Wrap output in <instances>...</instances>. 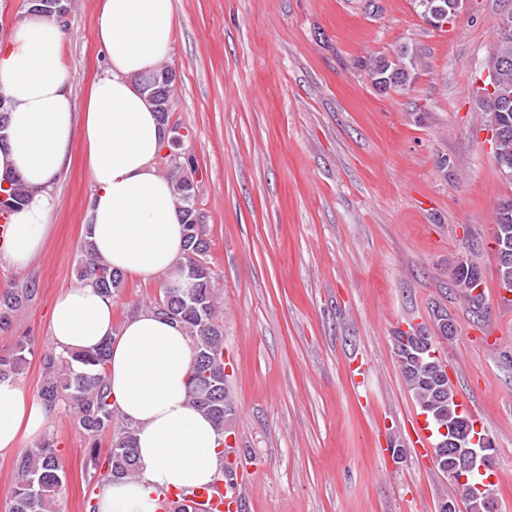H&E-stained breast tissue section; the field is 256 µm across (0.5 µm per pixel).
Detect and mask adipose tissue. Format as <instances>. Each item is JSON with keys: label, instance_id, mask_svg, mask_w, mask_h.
<instances>
[{"label": "adipose tissue", "instance_id": "1", "mask_svg": "<svg viewBox=\"0 0 512 512\" xmlns=\"http://www.w3.org/2000/svg\"><path fill=\"white\" fill-rule=\"evenodd\" d=\"M174 0H98L95 40L103 58L75 110L66 78L67 34L52 19H30L0 44V86L10 99L0 175H19L28 203L9 217L0 266L23 267L49 234L50 193L80 147L92 193L88 212L97 252L124 277L170 279L183 255V227L171 184L156 171L170 135L142 77L172 52ZM50 336L70 350L110 347L107 381L116 411L135 427L136 479L101 485L98 512H159L164 493L201 490L218 474L221 437L187 400L193 350L175 321L147 309L121 327L93 280L54 301ZM53 412L17 381H0V453L39 438Z\"/></svg>", "mask_w": 512, "mask_h": 512}]
</instances>
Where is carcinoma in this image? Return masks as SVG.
I'll list each match as a JSON object with an SVG mask.
<instances>
[{"label":"carcinoma","mask_w":512,"mask_h":512,"mask_svg":"<svg viewBox=\"0 0 512 512\" xmlns=\"http://www.w3.org/2000/svg\"><path fill=\"white\" fill-rule=\"evenodd\" d=\"M415 6L424 17L431 16L432 7L438 6L446 19L456 16L461 0H415ZM512 27V11L499 17L496 40L490 59V73L498 91L479 95V103L501 124L495 136L496 161L512 163V34L503 32L502 24ZM413 58L402 51L393 58L369 56L365 69L376 87L400 91L411 80ZM172 70L162 67L141 80L142 88L150 92L163 125H169L170 100L173 82L167 80ZM164 169L173 184L176 205L185 231V252L176 269L174 288L160 289L154 310L177 322L192 342L194 360L189 375V399L191 403L212 417L219 434L235 413V403L224 381V334L216 311V294L212 287L210 267L204 256L209 244L205 239V224H196L193 176L183 165L166 161ZM9 188H0L6 195L3 205L7 211L20 209L27 201L29 190L15 174L5 177ZM79 279L93 277L95 285L106 297L116 296L123 287L124 275L114 269L94 249L90 232H85L80 243ZM482 281L477 265L461 260L455 266L451 286L473 309H478L482 297L472 294L475 282ZM32 288H9L0 293V331L11 327L13 313L27 304L33 296ZM39 357L41 378L38 397L50 407H63L73 424L87 442L86 465L98 470L106 465L103 479L119 481L139 473L135 429L126 424L116 426V417L107 389L109 346L104 344L91 351L63 349L36 350V344L28 336L14 337L11 347L0 353V379L20 380L31 360ZM408 390L429 416L436 427L448 424V416L455 413L458 404L451 388H439V384L420 365L400 366ZM113 436L112 445L105 458H100L101 440ZM65 462L58 453L56 441L50 434L42 436L26 449L13 465V489L5 503L4 512H57L56 503L64 488ZM193 493H179V500L163 502L161 506L171 512H203L187 504Z\"/></svg>","instance_id":"1"}]
</instances>
